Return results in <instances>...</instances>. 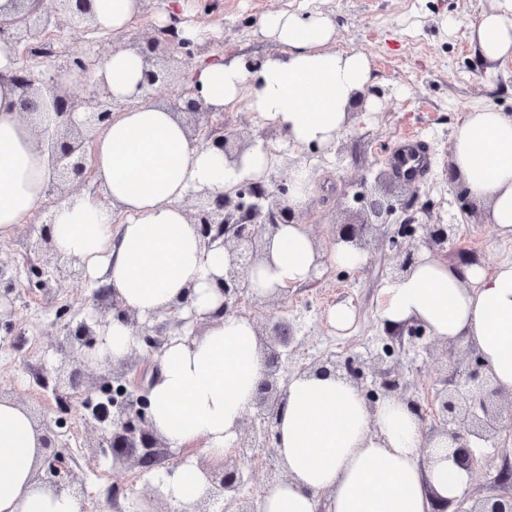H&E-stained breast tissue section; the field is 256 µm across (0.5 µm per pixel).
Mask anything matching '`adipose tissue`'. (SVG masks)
Wrapping results in <instances>:
<instances>
[{
    "instance_id": "ef3b65f1",
    "label": "adipose tissue",
    "mask_w": 512,
    "mask_h": 512,
    "mask_svg": "<svg viewBox=\"0 0 512 512\" xmlns=\"http://www.w3.org/2000/svg\"><path fill=\"white\" fill-rule=\"evenodd\" d=\"M142 7V0H90L93 26L123 30ZM259 32L281 53L251 70L212 54L196 68L193 86L217 112L249 89V110L283 131L287 143L330 146L350 123L353 93L372 81L368 58L332 49L335 23L319 10L268 14ZM471 35L484 59L511 55L512 0L482 12ZM17 55L11 41L0 39V239L46 208L56 251L77 259L93 286L110 287L143 320L164 314L193 288V308L208 328L164 350L150 423L170 448L200 443L210 463H222L253 404L264 357L254 322L221 314L216 280L228 256L205 249L183 201L201 186L222 193L243 179H262L276 154L259 144L231 161L197 143L180 115L141 103L143 54L116 50L94 78L125 107L96 138L93 187L46 206L53 170L35 130L53 128V102L44 98L34 119L21 118V92L11 80ZM449 162L468 195L488 204V222L512 239V114L466 113ZM267 249L268 259L251 274L257 293L296 287L320 267L305 225H279ZM378 317L388 329L416 321L438 339L473 347L496 382L512 390V260L462 267L420 253L407 275L381 288ZM276 433L289 476L266 493L262 512H432L434 498L460 499L470 479L449 440L427 442L405 401L387 397L368 406L356 387L331 375L291 380ZM41 455L42 433L28 412L0 400V512H81L76 497L36 482ZM163 480L165 496L178 505L196 500L207 485L191 457Z\"/></svg>"
}]
</instances>
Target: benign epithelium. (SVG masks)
Segmentation results:
<instances>
[{
    "label": "benign epithelium",
    "instance_id": "7a95c632",
    "mask_svg": "<svg viewBox=\"0 0 512 512\" xmlns=\"http://www.w3.org/2000/svg\"><path fill=\"white\" fill-rule=\"evenodd\" d=\"M26 0H19L20 11L13 20L0 21V37H7L15 44L27 42L36 32L50 26L65 24L71 28H91L93 22L88 8V0H55V13H45L41 2L27 7ZM180 19L173 18L164 28L148 37L144 49L153 53L160 46L186 48L191 42L178 35ZM14 80L21 88L20 110L22 114L34 112L35 102L47 92L56 104L59 119L55 133L48 137L53 168L55 170L48 192L65 193L78 190L92 175L90 165L92 143L95 134L108 122L114 112L121 108L105 87H97L81 101L70 94L63 74L56 70L38 77L21 68ZM84 108L82 120H74V111ZM169 107L180 114L198 117L211 115L213 110L205 106L201 97L186 92ZM256 143V139L241 133L219 135L211 139V144L224 150L229 158L239 157ZM277 183L275 172L269 171L260 181H243L228 193L219 195L203 186L191 192L195 201L193 211L187 214L207 247L214 245L224 248L229 256V264L224 270V278L218 281L219 291L224 295V314H241V307L262 308L269 303L284 304L288 301L289 290L258 294L251 288L250 275L266 257L265 235L274 232L280 224L298 223L294 209L288 205V189L279 187L270 190ZM418 190L411 191L400 204L393 203L386 195L367 197L361 191L354 196L361 204L365 215L355 222L337 225L334 241L350 243L362 250L370 229L389 223L397 208L409 209L417 202ZM426 242L432 249L442 247L455 235L451 224H428ZM51 277L59 283L78 282L82 270L74 258L56 255L51 264ZM16 290V279L8 264L0 260V298L11 295ZM193 288L185 290L183 297L172 305L166 313L169 320L181 326V310L192 302ZM114 312L133 329L143 331L147 323L139 321L134 313L120 308L116 299H111L99 316L83 320L69 330L71 336L70 353L75 367L68 374L66 382L55 378L54 390L65 387L78 389L90 396L94 382L90 381L89 368L92 360L82 353V347L97 337L105 335L109 325L107 315ZM269 341L265 342L264 373L258 384L253 408L257 410L260 425L238 435L234 455L224 457V465L216 470L205 469L209 484L206 493L178 512H259L253 501L244 494V488L251 473L245 463L252 455L264 459V473L271 482L277 484L288 480V468L276 450L275 427L280 409L284 404L290 380L303 374H333L348 380L362 390L370 383L388 396H397L410 404L416 415H421V403L407 397L399 375L392 371H372L366 360L359 356H347L340 361L334 357L298 367L294 355L297 351L296 336L298 326L286 317H281L269 327ZM435 414L439 424L426 430L427 440L438 436L451 438L458 444L455 449L457 462L472 472L489 467L488 461L473 453L472 440L488 441L512 430V391L502 388L487 371L480 358L474 365L459 372V381L452 390L437 392L434 399ZM147 401L136 402L125 399L119 405V417L112 431L110 448L115 457L133 459V464L146 468L155 455L154 449L164 447L162 437L151 426L140 425L143 406ZM43 453L40 466L45 469L49 480L46 484L57 495L70 493L72 476L64 458L49 452L55 447L50 434L42 437ZM512 463L506 462L493 478L494 493L485 498L473 500L470 508L454 505L451 500L439 499L434 504V512H512Z\"/></svg>",
    "mask_w": 512,
    "mask_h": 512
}]
</instances>
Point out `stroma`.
Returning a JSON list of instances; mask_svg holds the SVG:
<instances>
[{"mask_svg":"<svg viewBox=\"0 0 512 512\" xmlns=\"http://www.w3.org/2000/svg\"><path fill=\"white\" fill-rule=\"evenodd\" d=\"M329 13L336 25V44L352 41L371 64L373 84L383 90L370 98L364 112L353 115L350 127L325 149L285 147L280 132L237 102L197 126L198 142L214 129L225 134L243 131L266 136L277 148V178L290 183L296 167L314 169L310 196L299 211L321 252H329L336 225L354 221L360 207L352 196L360 180H374L387 170L389 159L410 132L425 142L430 168L419 183L420 227L395 238L404 213L369 236L365 263L350 270L324 264L309 281L292 288L286 303L268 305L260 321L287 317L299 326L300 356L310 362L322 355L345 358L351 354L375 358L381 369L398 373L410 396L430 405L437 391L449 385L459 365L473 362L466 347L427 335L389 342L377 315L382 286L392 280L399 254L425 250L423 227L451 224L455 235L438 259L456 261L457 251H475L493 264L512 259V240L497 236L483 221L484 207L464 204L459 182L447 181L448 147L465 113L494 108L512 113V57L486 62L469 36L481 11L497 0H186L187 21L208 35L210 49L229 58L256 60L280 52L279 44L262 38L259 22L275 11H299L301 3ZM162 0H145L142 13L122 33L100 35L66 26L36 33L34 42H50L52 59L21 52L20 62L34 71L46 66L92 65L115 49L144 43L159 26ZM455 19L447 28L443 19ZM42 215L19 225L0 240V259L17 277L18 289L0 301V396L24 407L40 427L49 429L75 477L84 512H169L170 502L159 496L160 476L172 472L178 452L163 450L152 469L115 463L108 448L89 447L90 438L111 434L108 423L93 420V406L107 403L106 394L91 401L78 397L58 400L53 390L40 386L42 376H54L64 360L66 328L96 315L99 302L87 281L55 283L45 272L46 254L38 250ZM339 303L353 307L354 325L339 333L328 321ZM394 353L381 357L385 343Z\"/></svg>","mask_w":512,"mask_h":512,"instance_id":"35a3bbf8","label":"stroma"}]
</instances>
